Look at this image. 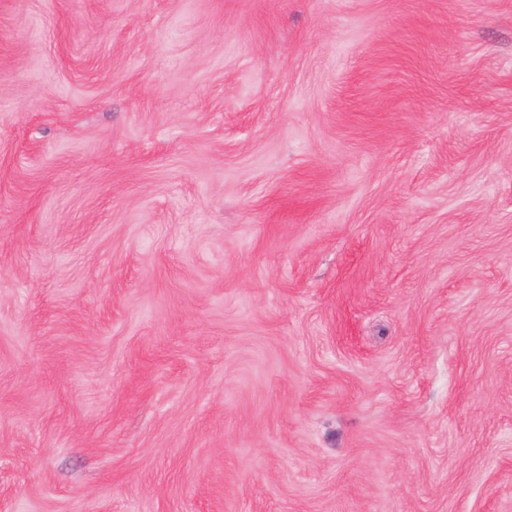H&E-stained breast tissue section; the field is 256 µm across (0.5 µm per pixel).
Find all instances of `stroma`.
<instances>
[{
    "label": "stroma",
    "mask_w": 512,
    "mask_h": 512,
    "mask_svg": "<svg viewBox=\"0 0 512 512\" xmlns=\"http://www.w3.org/2000/svg\"><path fill=\"white\" fill-rule=\"evenodd\" d=\"M0 512H512V0H0Z\"/></svg>",
    "instance_id": "1"
}]
</instances>
